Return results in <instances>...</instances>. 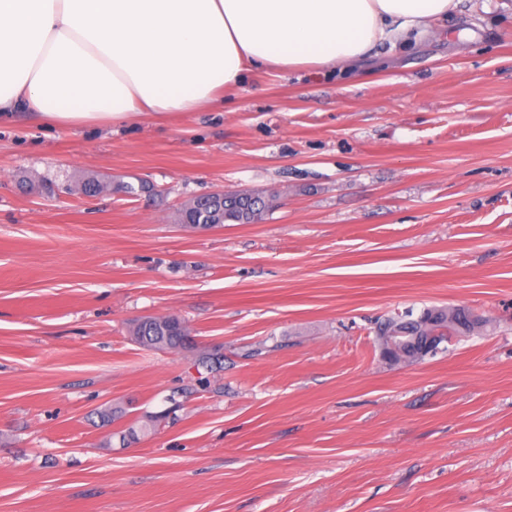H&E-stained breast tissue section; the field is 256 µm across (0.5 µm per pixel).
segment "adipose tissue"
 Returning <instances> with one entry per match:
<instances>
[{"label":"adipose tissue","mask_w":512,"mask_h":512,"mask_svg":"<svg viewBox=\"0 0 512 512\" xmlns=\"http://www.w3.org/2000/svg\"><path fill=\"white\" fill-rule=\"evenodd\" d=\"M457 0H0V119L71 129L223 105L258 67L372 63Z\"/></svg>","instance_id":"ef3b65f1"}]
</instances>
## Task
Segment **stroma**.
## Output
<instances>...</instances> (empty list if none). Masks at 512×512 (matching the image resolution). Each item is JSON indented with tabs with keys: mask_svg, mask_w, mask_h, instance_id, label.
<instances>
[{
	"mask_svg": "<svg viewBox=\"0 0 512 512\" xmlns=\"http://www.w3.org/2000/svg\"><path fill=\"white\" fill-rule=\"evenodd\" d=\"M438 29L174 121L0 124V512H512V0ZM91 175L157 191L66 194ZM221 190L272 206L178 223ZM441 307L474 331L379 347ZM169 314L190 348L132 341ZM224 209L217 210L212 195L199 197L179 213V223L194 229H212L224 224H252L269 208V199L247 193L226 192ZM410 316L405 314L387 319L381 323L376 334L380 345L396 362L413 361L428 353H436L441 343L470 331L469 322L461 319L462 313L458 310L427 309L417 319H407ZM411 336H425L416 352L407 347Z\"/></svg>",
	"mask_w": 512,
	"mask_h": 512,
	"instance_id": "obj_1",
	"label": "stroma"
}]
</instances>
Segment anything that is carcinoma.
Instances as JSON below:
<instances>
[{"mask_svg": "<svg viewBox=\"0 0 512 512\" xmlns=\"http://www.w3.org/2000/svg\"><path fill=\"white\" fill-rule=\"evenodd\" d=\"M270 208L264 197L247 192H230L224 208L217 209L213 196L192 201L179 213V223L194 229H212L225 224H252ZM454 309L425 310L416 319L397 316L381 323L377 339L394 361H413L435 352L443 342L465 335L469 322ZM132 339L153 350H178L187 347L188 334L181 318L176 315L151 316L138 320L131 330ZM152 420L130 426L121 432L120 440L132 442L151 431Z\"/></svg>", "mask_w": 512, "mask_h": 512, "instance_id": "1", "label": "carcinoma"}]
</instances>
